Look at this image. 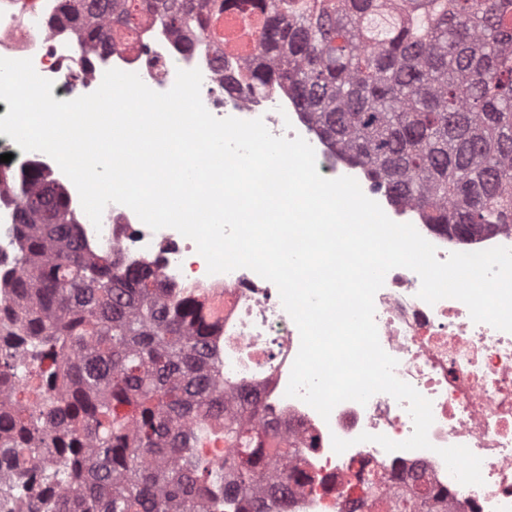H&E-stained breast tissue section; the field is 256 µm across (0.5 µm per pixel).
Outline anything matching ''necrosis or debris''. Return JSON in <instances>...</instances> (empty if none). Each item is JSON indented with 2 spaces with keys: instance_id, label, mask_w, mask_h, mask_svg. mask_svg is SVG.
<instances>
[{
  "instance_id": "obj_1",
  "label": "necrosis or debris",
  "mask_w": 512,
  "mask_h": 512,
  "mask_svg": "<svg viewBox=\"0 0 512 512\" xmlns=\"http://www.w3.org/2000/svg\"><path fill=\"white\" fill-rule=\"evenodd\" d=\"M60 0H0V57L31 59L35 71L53 80L55 100L74 99L95 91L106 70L133 72L157 92L168 91L177 70L199 69L201 98L215 117L263 119L276 136H302L315 150L322 176L355 178L364 194L399 223L413 224L437 249L439 260L453 252L496 246L512 248V226H503L460 242L427 224L421 211L391 201L366 172L350 164L338 147L320 136L287 92L241 96L224 89L235 60L220 43L207 51L186 52L182 42L156 17L133 12L116 24L112 48L81 53L65 27H51ZM11 154L19 169L35 162L67 193L86 246L93 253L118 252L129 266H148L161 279L200 297L218 321L217 345L225 379L251 390L268 416L296 440L299 453L291 469L303 472L291 512H336L340 503L366 499V488L379 472L392 476L390 491L401 489L417 472L442 492L448 512H512V333L473 322L464 303L443 299L427 304L418 296L419 276L406 268L389 271L375 295V321L382 348L397 359L396 376L432 403L434 422L428 450L385 451L360 441L361 433L382 434L401 442L413 432L406 402L378 393L367 404L346 401L329 419L307 403L286 396L291 367L300 347L297 326L284 310L277 287L250 269L208 274L195 243L171 228L152 230L128 207L109 204L100 225L84 218L70 179L45 153L22 151L0 135V155ZM18 204L9 184L0 182V279L12 276L17 250ZM350 441L335 453L333 438ZM463 445L482 460L480 485L460 484L438 455L441 447Z\"/></svg>"
}]
</instances>
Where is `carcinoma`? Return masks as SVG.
<instances>
[{"label": "carcinoma", "mask_w": 512, "mask_h": 512, "mask_svg": "<svg viewBox=\"0 0 512 512\" xmlns=\"http://www.w3.org/2000/svg\"><path fill=\"white\" fill-rule=\"evenodd\" d=\"M199 52L232 10L260 18L232 90H285L320 134L427 223L512 224V0H140ZM79 47L127 0H62ZM16 278L0 308V461L23 512H288L298 448L238 406L205 303L149 267L85 253L64 190L19 175ZM217 441L224 455L207 452ZM389 512H446L428 488Z\"/></svg>", "instance_id": "cac0c4a2"}]
</instances>
